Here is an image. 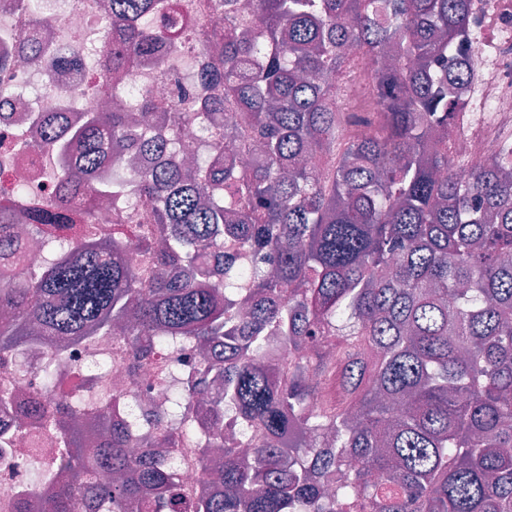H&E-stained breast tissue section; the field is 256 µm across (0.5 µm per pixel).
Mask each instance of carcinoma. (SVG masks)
Masks as SVG:
<instances>
[{
    "mask_svg": "<svg viewBox=\"0 0 512 512\" xmlns=\"http://www.w3.org/2000/svg\"><path fill=\"white\" fill-rule=\"evenodd\" d=\"M181 9L110 0L112 72L180 48ZM475 21L474 0H213L199 79L220 93L195 104L176 80L160 112L42 118L24 145L55 156L66 192L31 233L58 255L25 271L0 210V270H21L0 284V355L46 347L51 393L63 338L119 329L137 362L180 340L207 415L190 501L177 401L137 454L107 407L22 422L58 447L46 512H512V130L463 179L449 146L464 112L448 73L474 75ZM349 124L364 130L341 143ZM188 127L210 139L190 163ZM97 199L138 221L148 266L125 233L92 234ZM196 448L193 444H186L182 448H178L174 454L176 467L183 479L188 497L195 493L202 479L197 465Z\"/></svg>",
    "mask_w": 512,
    "mask_h": 512,
    "instance_id": "carcinoma-1",
    "label": "carcinoma"
}]
</instances>
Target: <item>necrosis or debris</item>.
Here are the masks:
<instances>
[{"mask_svg":"<svg viewBox=\"0 0 512 512\" xmlns=\"http://www.w3.org/2000/svg\"><path fill=\"white\" fill-rule=\"evenodd\" d=\"M29 9L0 6V56L9 55L11 65L0 71V200L8 199L17 217L33 207L50 203L57 190L58 168L48 155H32L15 146L13 120L30 112L65 115L68 94H79L83 111L101 108L93 92L98 81L89 68V54L105 53L107 44L99 35L109 22L100 9L101 0H30ZM54 22L52 38L45 52L37 57L17 54L20 36L30 29L33 14ZM493 42L475 36L476 76L459 90L469 106L490 98L497 124L512 123V0H489L485 9ZM76 60L72 69L58 67V54ZM210 55L199 47L188 46L164 61L148 60L130 68L122 76L125 98L145 92L157 101L170 98L169 76H176L185 87H193L201 67L211 65ZM25 186L15 196L16 186ZM44 355L36 349L10 353L0 359V389L21 393L20 401L0 408V437L13 435L16 419L29 401L42 396L36 371ZM192 360L190 349L170 347L139 367H132L126 348L109 337L71 344L67 358L57 370L58 393L79 396L85 411H94L101 398H108L120 410L123 423L141 422L146 417L165 418L172 401L184 389L176 365ZM55 447L28 436L13 448H0V512H44L40 472L49 468Z\"/></svg>","mask_w":512,"mask_h":512,"instance_id":"necrosis-or-debris-1","label":"necrosis or debris"}]
</instances>
